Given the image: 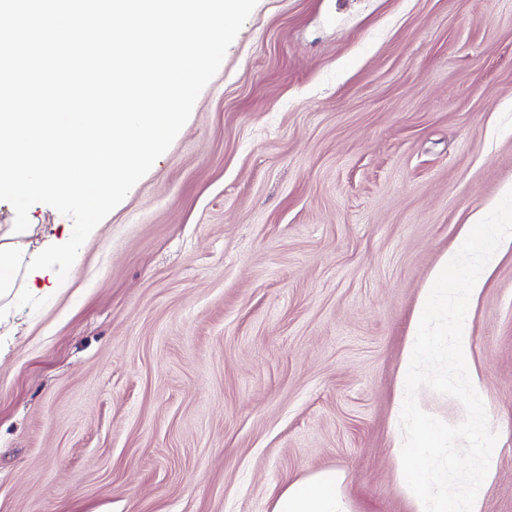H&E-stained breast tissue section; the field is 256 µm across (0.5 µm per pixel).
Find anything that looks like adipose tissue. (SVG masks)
<instances>
[{
    "instance_id": "obj_1",
    "label": "adipose tissue",
    "mask_w": 512,
    "mask_h": 512,
    "mask_svg": "<svg viewBox=\"0 0 512 512\" xmlns=\"http://www.w3.org/2000/svg\"><path fill=\"white\" fill-rule=\"evenodd\" d=\"M68 239L50 238L44 252L29 254L0 244V300L15 296L18 274H25L23 292L29 297L41 296V281L56 282L57 265L72 259ZM343 475L336 470L315 473L283 487L273 501L272 512H352L351 504L341 489Z\"/></svg>"
}]
</instances>
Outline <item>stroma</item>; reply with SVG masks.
<instances>
[{
  "instance_id": "obj_1",
  "label": "stroma",
  "mask_w": 512,
  "mask_h": 512,
  "mask_svg": "<svg viewBox=\"0 0 512 512\" xmlns=\"http://www.w3.org/2000/svg\"><path fill=\"white\" fill-rule=\"evenodd\" d=\"M512 190V0H259L171 147L0 301V512H271L334 469L413 512L393 457L414 310ZM27 253L71 235L31 206ZM512 512V251L468 313Z\"/></svg>"
}]
</instances>
